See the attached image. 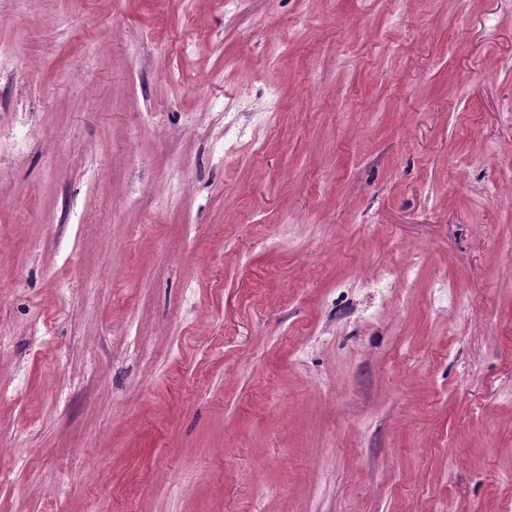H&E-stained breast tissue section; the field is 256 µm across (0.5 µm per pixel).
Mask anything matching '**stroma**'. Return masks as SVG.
Segmentation results:
<instances>
[{"mask_svg":"<svg viewBox=\"0 0 512 512\" xmlns=\"http://www.w3.org/2000/svg\"><path fill=\"white\" fill-rule=\"evenodd\" d=\"M0 45V512H512V0Z\"/></svg>","mask_w":512,"mask_h":512,"instance_id":"obj_1","label":"stroma"}]
</instances>
